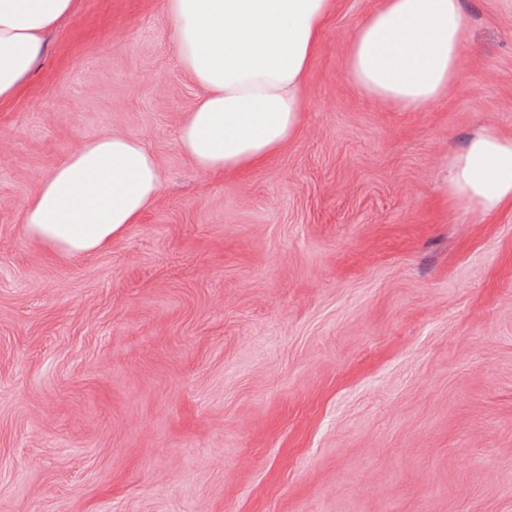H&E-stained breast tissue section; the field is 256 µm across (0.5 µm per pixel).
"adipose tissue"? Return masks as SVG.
<instances>
[{"mask_svg": "<svg viewBox=\"0 0 512 512\" xmlns=\"http://www.w3.org/2000/svg\"><path fill=\"white\" fill-rule=\"evenodd\" d=\"M163 8L176 61L203 90L178 134L197 171H244L296 136L335 0H164ZM74 12L75 0H0V103L28 83L48 33ZM467 40L461 0H383L347 43L346 76L361 94L421 111L457 80ZM443 187L482 214L512 204V137L474 134L449 157ZM160 191L157 161L138 140L99 136L41 182L25 229L56 253L89 254L137 223Z\"/></svg>", "mask_w": 512, "mask_h": 512, "instance_id": "adipose-tissue-1", "label": "adipose tissue"}]
</instances>
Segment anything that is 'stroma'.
<instances>
[{"instance_id": "stroma-1", "label": "stroma", "mask_w": 512, "mask_h": 512, "mask_svg": "<svg viewBox=\"0 0 512 512\" xmlns=\"http://www.w3.org/2000/svg\"><path fill=\"white\" fill-rule=\"evenodd\" d=\"M339 0L300 129L211 176L178 130L202 90L162 0H76L0 103V512H512V207L440 189L512 137V0H464L431 108L365 97ZM138 139L162 189L97 252L30 238L67 153Z\"/></svg>"}]
</instances>
